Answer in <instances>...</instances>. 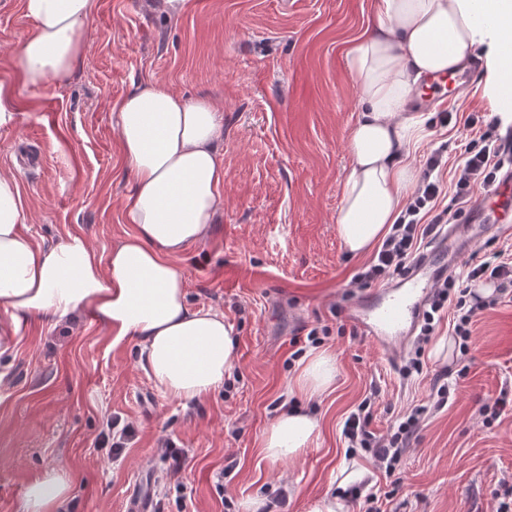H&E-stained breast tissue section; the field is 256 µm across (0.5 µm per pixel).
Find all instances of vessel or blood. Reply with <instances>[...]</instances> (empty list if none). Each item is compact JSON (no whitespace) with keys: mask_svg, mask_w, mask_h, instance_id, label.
<instances>
[{"mask_svg":"<svg viewBox=\"0 0 512 512\" xmlns=\"http://www.w3.org/2000/svg\"><path fill=\"white\" fill-rule=\"evenodd\" d=\"M467 244L464 225L449 226L397 286L373 291L358 301L352 313L357 327L387 350L408 340L433 296L438 275L447 273L449 259L462 253ZM155 487L154 471L142 472L136 489L125 500L124 512H154Z\"/></svg>","mask_w":512,"mask_h":512,"instance_id":"1","label":"vessel or blood"}]
</instances>
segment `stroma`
Returning <instances> with one entry per match:
<instances>
[{
    "instance_id": "35a3bbf8",
    "label": "stroma",
    "mask_w": 512,
    "mask_h": 512,
    "mask_svg": "<svg viewBox=\"0 0 512 512\" xmlns=\"http://www.w3.org/2000/svg\"><path fill=\"white\" fill-rule=\"evenodd\" d=\"M370 3L182 0L173 12L163 0H96L83 67L65 85L33 88L13 57L35 23L22 0H0V80L13 84L19 111L17 127L0 130V170L18 176L36 244L80 234L103 256L132 233L123 199L134 179L112 105L136 85L156 81L223 112L224 208L206 240L175 263L189 305L222 312L236 342L223 386L186 403L147 376L136 338L114 343L89 316L30 320L0 355V512H22L27 486L58 467L74 477L62 512H122L139 472L152 466L156 512H242L250 500L261 512H307L354 459L369 472L361 494L391 492L394 512H495V492L512 485V404L490 421L480 411L512 389V291L478 312L464 355L438 358L432 345L419 353L410 343L388 361L345 313L364 294L354 275L373 259L350 255L335 224L357 103L344 54L369 24ZM493 48L469 53L476 67L462 71L464 91L434 107L432 134L415 152L420 170L434 150L447 155L442 182L462 152L443 113L497 117V137L512 141V100L494 106L484 94ZM497 251L512 260V222L494 224L461 259ZM313 329L321 332L315 344ZM315 347L336 358L333 386L289 395L297 351ZM415 356L422 373L404 376ZM442 373L457 386L434 409L430 393ZM369 395V428L379 437L413 406L429 408L396 488L342 434ZM293 407L317 418L318 434L299 458L272 460L262 436ZM113 435L124 438L117 456L103 442ZM175 451L185 454L177 470Z\"/></svg>"
}]
</instances>
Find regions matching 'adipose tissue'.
<instances>
[{
	"instance_id": "1",
	"label": "adipose tissue",
	"mask_w": 512,
	"mask_h": 512,
	"mask_svg": "<svg viewBox=\"0 0 512 512\" xmlns=\"http://www.w3.org/2000/svg\"><path fill=\"white\" fill-rule=\"evenodd\" d=\"M34 33L15 54L31 87L67 84L83 66L94 0H22ZM496 38L497 96L512 92V0H374L372 25L345 53L357 82L358 116L346 142L349 166L336 233L353 255L368 252L398 218L405 190L416 187L414 148L430 134L412 98L435 76L455 72L471 50ZM134 186L124 204L134 232L99 256L81 235L44 247L26 233L30 220L16 174L0 171V355L30 318L51 324L92 314L114 342L133 336L142 364L166 395L198 401L223 386L234 360L232 327L222 313L191 308L174 259L202 241L223 208L219 161L223 115L207 99H188L156 82L137 85L113 107ZM336 360L311 354L293 386L328 390ZM319 423L293 408L262 439L266 455L293 460ZM73 478L46 471L24 496V512H59Z\"/></svg>"
}]
</instances>
